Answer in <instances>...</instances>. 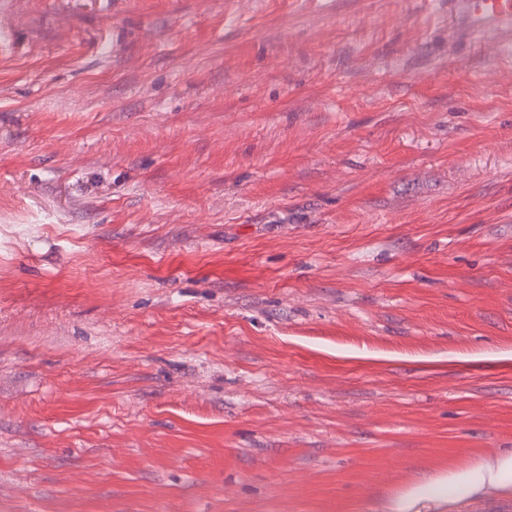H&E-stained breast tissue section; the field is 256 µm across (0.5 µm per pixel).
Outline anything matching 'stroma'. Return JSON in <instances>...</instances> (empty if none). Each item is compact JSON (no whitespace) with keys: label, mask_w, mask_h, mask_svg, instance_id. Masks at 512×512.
<instances>
[{"label":"stroma","mask_w":512,"mask_h":512,"mask_svg":"<svg viewBox=\"0 0 512 512\" xmlns=\"http://www.w3.org/2000/svg\"><path fill=\"white\" fill-rule=\"evenodd\" d=\"M0 512H368L512 448V61L448 0H4Z\"/></svg>","instance_id":"35a3bbf8"}]
</instances>
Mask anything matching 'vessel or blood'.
Listing matches in <instances>:
<instances>
[{
	"mask_svg": "<svg viewBox=\"0 0 512 512\" xmlns=\"http://www.w3.org/2000/svg\"><path fill=\"white\" fill-rule=\"evenodd\" d=\"M448 20L468 35H497L512 44V0H448Z\"/></svg>",
	"mask_w": 512,
	"mask_h": 512,
	"instance_id": "obj_1",
	"label": "vessel or blood"
}]
</instances>
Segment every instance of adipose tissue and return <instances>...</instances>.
<instances>
[{
	"mask_svg": "<svg viewBox=\"0 0 512 512\" xmlns=\"http://www.w3.org/2000/svg\"><path fill=\"white\" fill-rule=\"evenodd\" d=\"M493 499H512V448L488 452L464 465H448L388 496L371 512H467Z\"/></svg>",
	"mask_w": 512,
	"mask_h": 512,
	"instance_id": "ef3b65f1",
	"label": "adipose tissue"
}]
</instances>
